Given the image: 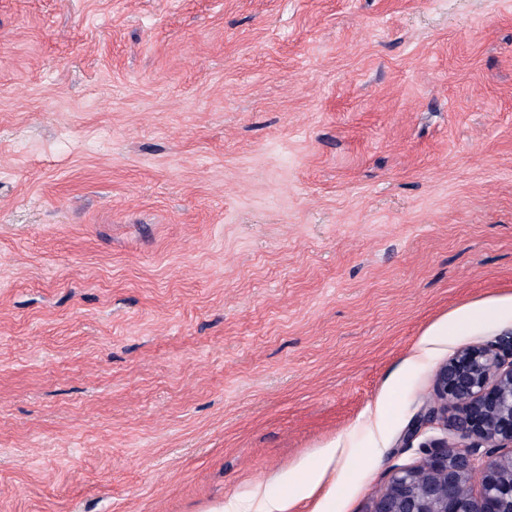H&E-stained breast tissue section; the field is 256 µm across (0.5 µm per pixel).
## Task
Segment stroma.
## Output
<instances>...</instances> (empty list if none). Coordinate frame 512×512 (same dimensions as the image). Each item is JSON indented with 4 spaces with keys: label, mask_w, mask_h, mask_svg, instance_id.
<instances>
[{
    "label": "stroma",
    "mask_w": 512,
    "mask_h": 512,
    "mask_svg": "<svg viewBox=\"0 0 512 512\" xmlns=\"http://www.w3.org/2000/svg\"><path fill=\"white\" fill-rule=\"evenodd\" d=\"M511 335L512 0H0V512H367ZM336 455L335 449L329 448L327 455L319 462L312 464L302 471L286 473L282 476L281 484L285 489L284 498H271L265 492L257 490L255 495L260 497V510L258 512H286L288 504V484L312 488L318 485L326 475L329 466Z\"/></svg>",
    "instance_id": "1"
}]
</instances>
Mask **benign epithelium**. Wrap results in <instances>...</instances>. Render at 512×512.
Wrapping results in <instances>:
<instances>
[{"label":"benign epithelium","mask_w":512,"mask_h":512,"mask_svg":"<svg viewBox=\"0 0 512 512\" xmlns=\"http://www.w3.org/2000/svg\"><path fill=\"white\" fill-rule=\"evenodd\" d=\"M435 395L423 420L443 423L465 449L436 442L420 466L392 475L368 512H512V455H497L512 446V336L458 350L438 368Z\"/></svg>","instance_id":"1"}]
</instances>
